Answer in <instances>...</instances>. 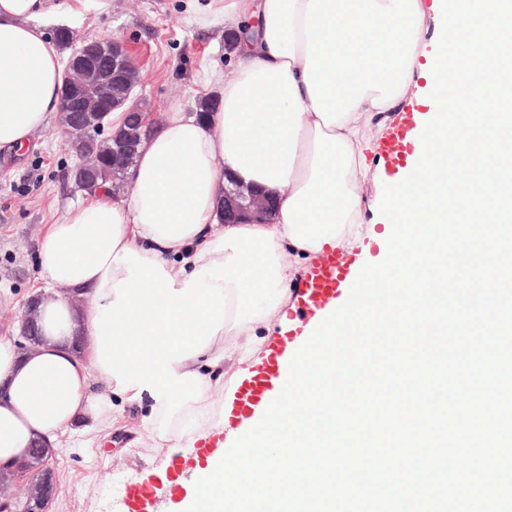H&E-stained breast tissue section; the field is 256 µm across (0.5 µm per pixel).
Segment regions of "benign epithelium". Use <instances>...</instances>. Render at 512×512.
<instances>
[{
    "label": "benign epithelium",
    "instance_id": "benign-epithelium-1",
    "mask_svg": "<svg viewBox=\"0 0 512 512\" xmlns=\"http://www.w3.org/2000/svg\"><path fill=\"white\" fill-rule=\"evenodd\" d=\"M134 68L124 41L107 37L93 40L77 49L67 65V82L72 91L60 96L59 111L85 112L87 104H96L111 96L112 87L123 86L125 100L132 103L135 86L122 85L124 74ZM142 135H112V166L125 172L136 160ZM274 200L263 192L244 186L233 179L224 180L221 198V210L224 223L234 224L241 221L268 224L274 214ZM43 295L37 294L28 302L27 310L21 319L20 333L25 339L24 351H33L39 346L41 338L33 319V306L39 303ZM54 452L49 444L41 443L32 450L30 457L18 461L15 472L19 476L29 473L31 465L43 472L40 490L30 493L26 499V512H46L49 501L55 491V473L50 466Z\"/></svg>",
    "mask_w": 512,
    "mask_h": 512
}]
</instances>
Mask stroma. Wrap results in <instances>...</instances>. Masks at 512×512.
<instances>
[{
    "label": "stroma",
    "instance_id": "35a3bbf8",
    "mask_svg": "<svg viewBox=\"0 0 512 512\" xmlns=\"http://www.w3.org/2000/svg\"><path fill=\"white\" fill-rule=\"evenodd\" d=\"M108 2L106 9L64 16L59 24L80 39L110 35L125 41L137 67L144 111L158 115L178 101L193 112L202 99L218 95L203 75L212 67L228 76L234 71L223 25L188 23L185 0ZM385 129L370 124L364 141L369 173L361 192L371 206L366 220L372 233L359 244L338 247L363 265L383 259L377 236L386 221L379 211L383 186L390 181L382 154ZM74 162L55 120L24 147L0 150V335L18 336L26 303L43 284L36 247L46 226L60 222L69 206L86 198L70 179ZM142 413L139 405H125L116 429L89 444L74 435V447L55 453L57 488L50 512H129L128 491L149 482L154 488L145 512H181L200 450L161 441L141 425Z\"/></svg>",
    "mask_w": 512,
    "mask_h": 512
}]
</instances>
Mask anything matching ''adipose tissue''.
Here are the masks:
<instances>
[{
    "instance_id": "obj_1",
    "label": "adipose tissue",
    "mask_w": 512,
    "mask_h": 512,
    "mask_svg": "<svg viewBox=\"0 0 512 512\" xmlns=\"http://www.w3.org/2000/svg\"><path fill=\"white\" fill-rule=\"evenodd\" d=\"M186 12L242 31L235 74H211L207 121L177 103L163 113L127 194L89 196L49 225L44 278L93 305L42 301L33 352L0 336V465L79 422L104 431L123 400L150 398L144 425L179 448L223 429L213 379L279 314L293 262L361 235V142L416 84L422 0H189ZM59 14L52 0H0V148L25 145L59 106L44 31ZM226 175L275 197L272 223L222 222Z\"/></svg>"
}]
</instances>
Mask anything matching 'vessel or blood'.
Here are the masks:
<instances>
[{
	"instance_id": "1",
	"label": "vessel or blood",
	"mask_w": 512,
	"mask_h": 512,
	"mask_svg": "<svg viewBox=\"0 0 512 512\" xmlns=\"http://www.w3.org/2000/svg\"><path fill=\"white\" fill-rule=\"evenodd\" d=\"M415 127L414 113H407L400 122L390 125L385 133L386 160L390 167H399L403 161L411 133ZM350 264L340 254L329 251L315 261L292 291V301L297 310L313 311L328 302L337 288L347 278ZM296 333L295 326H287L270 346L266 363L254 375L241 382L237 398L224 410L225 421L239 419L245 412L264 404L270 384L278 381L281 360L288 351Z\"/></svg>"
}]
</instances>
